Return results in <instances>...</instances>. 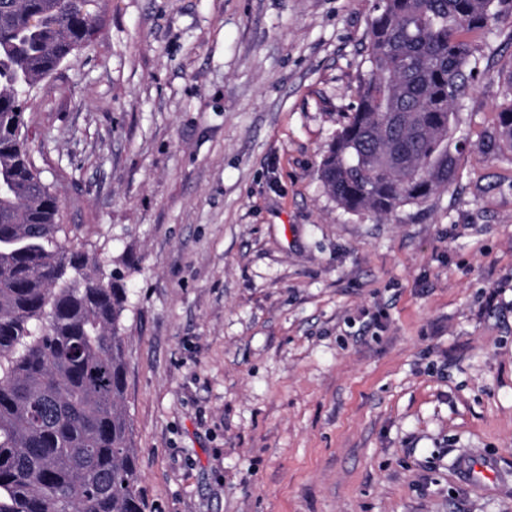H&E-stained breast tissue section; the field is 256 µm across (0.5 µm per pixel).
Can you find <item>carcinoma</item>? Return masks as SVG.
Masks as SVG:
<instances>
[{
	"instance_id": "carcinoma-1",
	"label": "carcinoma",
	"mask_w": 512,
	"mask_h": 512,
	"mask_svg": "<svg viewBox=\"0 0 512 512\" xmlns=\"http://www.w3.org/2000/svg\"><path fill=\"white\" fill-rule=\"evenodd\" d=\"M102 0H0V512H145L122 406L127 293L59 243L61 205L23 138L20 93L89 46ZM512 0H381L356 105L319 166L336 203L380 217L454 177L467 35ZM512 149V102L497 112Z\"/></svg>"
}]
</instances>
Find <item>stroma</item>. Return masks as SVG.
Instances as JSON below:
<instances>
[{
  "instance_id": "stroma-1",
  "label": "stroma",
  "mask_w": 512,
  "mask_h": 512,
  "mask_svg": "<svg viewBox=\"0 0 512 512\" xmlns=\"http://www.w3.org/2000/svg\"><path fill=\"white\" fill-rule=\"evenodd\" d=\"M371 14L108 0L30 93L58 239L127 289L146 512H512V12L473 37L454 180L383 218L319 178Z\"/></svg>"
}]
</instances>
